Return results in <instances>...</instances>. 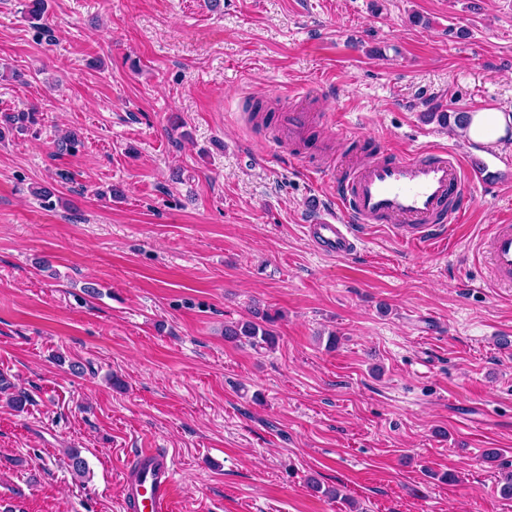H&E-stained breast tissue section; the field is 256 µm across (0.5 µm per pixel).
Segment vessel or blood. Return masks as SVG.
I'll return each instance as SVG.
<instances>
[{
	"mask_svg": "<svg viewBox=\"0 0 512 512\" xmlns=\"http://www.w3.org/2000/svg\"><path fill=\"white\" fill-rule=\"evenodd\" d=\"M465 169L444 148L390 155L371 153L334 184L339 216L307 225L321 252L345 258L357 253L363 231L385 224L402 242L426 248L445 240L469 206ZM494 282L512 284V225L497 224L483 241ZM127 512H174V468L168 454L142 448L125 473Z\"/></svg>",
	"mask_w": 512,
	"mask_h": 512,
	"instance_id": "vessel-or-blood-1",
	"label": "vessel or blood"
}]
</instances>
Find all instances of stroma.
<instances>
[{
  "mask_svg": "<svg viewBox=\"0 0 512 512\" xmlns=\"http://www.w3.org/2000/svg\"><path fill=\"white\" fill-rule=\"evenodd\" d=\"M27 2L0 0V122L38 121L0 140V512H124L142 448L177 512H512V287L475 255L512 136L430 118L512 113V0H47L42 29ZM256 103L312 114L306 161ZM341 124L464 157L443 249L313 247ZM256 308L275 345L226 341Z\"/></svg>",
  "mask_w": 512,
  "mask_h": 512,
  "instance_id": "35a3bbf8",
  "label": "stroma"
}]
</instances>
